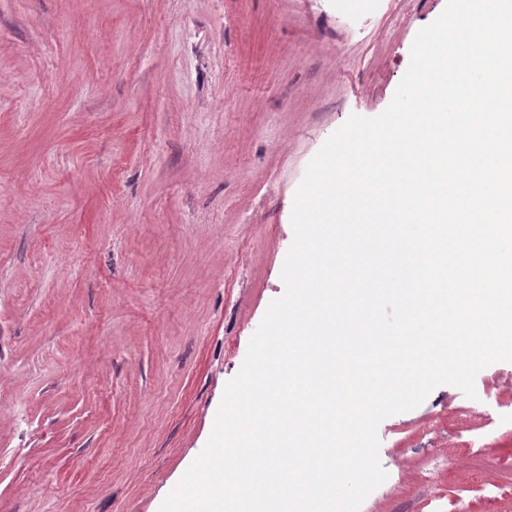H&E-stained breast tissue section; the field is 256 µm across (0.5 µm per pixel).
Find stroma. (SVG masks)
<instances>
[{
  "mask_svg": "<svg viewBox=\"0 0 512 512\" xmlns=\"http://www.w3.org/2000/svg\"><path fill=\"white\" fill-rule=\"evenodd\" d=\"M446 0H0V512H159ZM377 428L361 512H512V362Z\"/></svg>",
  "mask_w": 512,
  "mask_h": 512,
  "instance_id": "1",
  "label": "stroma"
}]
</instances>
